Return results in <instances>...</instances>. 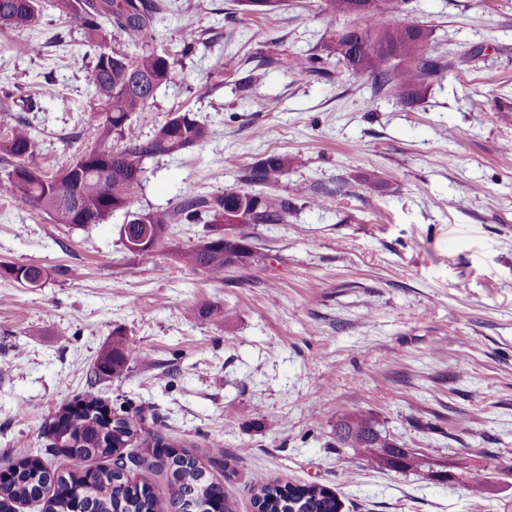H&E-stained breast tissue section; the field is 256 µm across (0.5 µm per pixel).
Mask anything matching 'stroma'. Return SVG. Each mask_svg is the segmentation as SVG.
Wrapping results in <instances>:
<instances>
[{
	"label": "stroma",
	"mask_w": 512,
	"mask_h": 512,
	"mask_svg": "<svg viewBox=\"0 0 512 512\" xmlns=\"http://www.w3.org/2000/svg\"><path fill=\"white\" fill-rule=\"evenodd\" d=\"M167 2L144 39L179 55L180 79L133 123L146 139L188 110L211 136L191 162L146 159L135 208L244 189V168L279 153L301 159L274 187L293 209L250 227L258 264L212 279L174 257L208 225H171L147 261L125 248L122 215L55 224L0 181V262L47 273L37 288L0 279V469L20 447L64 467L46 426L91 388L191 450L238 512L267 475L325 486L341 512H512V0H410L448 63L410 108L333 65L294 76L345 25L320 0L263 14ZM93 66L87 34L53 7L0 33V92L16 100L0 126L29 123L48 172L99 141ZM116 328L136 352L108 377L96 365ZM345 411L423 467L337 449Z\"/></svg>",
	"instance_id": "stroma-1"
}]
</instances>
